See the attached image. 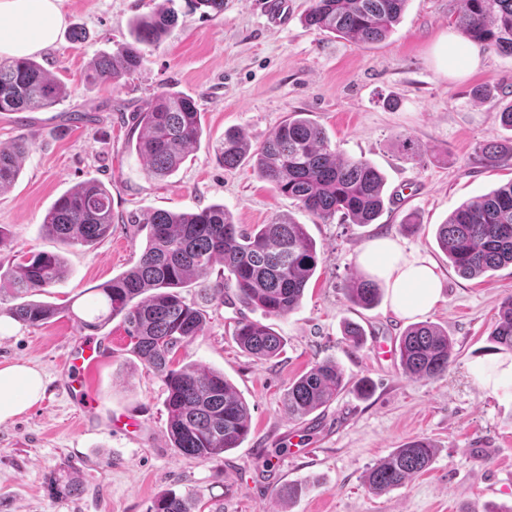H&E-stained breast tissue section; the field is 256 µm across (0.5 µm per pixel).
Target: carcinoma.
Instances as JSON below:
<instances>
[{
	"mask_svg": "<svg viewBox=\"0 0 512 512\" xmlns=\"http://www.w3.org/2000/svg\"><path fill=\"white\" fill-rule=\"evenodd\" d=\"M204 15L224 12V0H190ZM408 0H311L304 17L309 27L328 31L357 46L383 41L399 23ZM454 24L467 40L512 56V0H459ZM174 0H163L139 17L132 40L97 56L88 73L95 84L117 87L146 61L149 49L160 44L176 23ZM67 95L65 86L34 57L0 60V113L33 112L55 107ZM141 127L135 149L148 175L165 177L187 158L203 134L201 111L194 98L170 89L157 94L138 112ZM31 143L21 138L0 147V193L8 191L21 172ZM491 166L512 157V149L488 142L479 147ZM224 167L247 160L257 176L303 209L326 221L341 214L351 224H371L384 209V177L369 161L348 157L332 146L326 131L295 112L264 143L251 149L238 132L224 133L214 147ZM43 226L63 247L91 246L112 228V195L98 181H86L65 192L47 211ZM146 232V243L131 269L98 288L100 309L87 320L70 306L35 301L64 274L57 253L33 252L17 263H0V295L22 302L7 308L16 321L39 326L67 313L90 336L121 318L131 352L146 362L166 389L164 406L172 447L187 457L213 460L239 447L250 434L249 406L217 371L197 366L174 367L179 348L205 328L203 312L188 302L181 289L205 278L219 262L224 281L202 288L222 295L232 288L238 299L266 317L295 310L314 275L319 252L305 225L289 217L247 229L233 223L222 204L193 212L158 210L135 225ZM436 238L451 266L464 277H478L512 264V181L463 202L438 225ZM351 300L375 306L379 284L353 274L346 285ZM235 342L259 358L282 350L283 337L259 320L237 322ZM496 349L512 352V294L499 304L490 331ZM398 357L404 374L416 380L443 375L454 355L448 333L430 322L410 325L400 336ZM346 386L344 374L332 360L315 364L288 384L284 405L288 417L300 420L328 404ZM435 446L415 439L392 451L370 468L366 485L375 494L399 488L431 463ZM58 496H74L83 488L63 468L54 478ZM150 512H192L185 496L160 495Z\"/></svg>",
	"mask_w": 512,
	"mask_h": 512,
	"instance_id": "carcinoma-1",
	"label": "carcinoma"
}]
</instances>
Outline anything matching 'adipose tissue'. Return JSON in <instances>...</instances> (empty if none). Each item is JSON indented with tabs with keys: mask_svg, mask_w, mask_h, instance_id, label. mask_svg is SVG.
Returning <instances> with one entry per match:
<instances>
[{
	"mask_svg": "<svg viewBox=\"0 0 512 512\" xmlns=\"http://www.w3.org/2000/svg\"><path fill=\"white\" fill-rule=\"evenodd\" d=\"M0 58L32 56L50 48L64 24L58 0H0ZM437 54L446 72L476 68L482 62L479 46L451 34ZM363 271L387 289L392 308L403 317L430 312L442 298L436 266L420 253L406 250L396 240L371 242L358 257ZM44 395L43 376L25 364L0 368V424L12 421Z\"/></svg>",
	"mask_w": 512,
	"mask_h": 512,
	"instance_id": "ef3b65f1",
	"label": "adipose tissue"
}]
</instances>
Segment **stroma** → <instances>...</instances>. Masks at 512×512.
<instances>
[{
    "mask_svg": "<svg viewBox=\"0 0 512 512\" xmlns=\"http://www.w3.org/2000/svg\"><path fill=\"white\" fill-rule=\"evenodd\" d=\"M158 0H61L65 15L54 46L37 60L68 89L45 111L0 114V146L28 138L31 148L13 188L0 194V225L10 231L0 260L62 253L63 278L41 301L72 305L74 316L39 326L12 322L0 331V366L24 362L44 376L41 400L0 425V512H150L172 490L191 496L196 512H506L512 507V380L487 391L482 377L512 353L495 350L489 332L501 299L512 294V265L466 278L448 264L435 230L463 202L512 181V160L485 165L480 144L512 139L497 117L512 102V56L485 51L473 71L447 74L434 52L455 29L458 0H409L382 42L359 47L309 28L310 0H288V23L273 24L261 0H224L206 16L175 0L178 22L122 86L87 81L100 53L129 41L131 21ZM84 39L73 42V30ZM176 86L202 112L203 135L181 167L155 179L130 141L133 111ZM489 98L473 97L475 86ZM73 111L86 113L72 123ZM304 112L348 156L362 157L386 179L385 207L371 224L320 220L278 194L250 163L225 169L213 145L230 129L260 145L291 113ZM414 150L406 152L403 139ZM97 180L112 195V232L91 247L61 248L42 226L46 212L75 185ZM221 204L251 228L279 216L305 225L320 262L304 297L282 317H263L233 293L203 303L205 330L177 354L224 373L250 407L251 433L240 447L201 461L172 448L161 378L130 352L120 320L104 328L103 357L86 377L94 410L78 421L65 390L63 357L82 337L96 286L131 268L144 246L133 224L157 210L193 211ZM388 237L426 255L443 282L442 299L424 321L447 330L454 360L439 378L407 377L398 360L381 358L376 343H398L412 320L394 313L389 296L369 309L345 291L358 272V253ZM264 320L284 339L278 356L259 359L233 338L241 317ZM365 330L360 349L348 346L346 322ZM331 359L348 382L330 403L294 422L283 407L289 383ZM369 395L356 390L359 380ZM431 440L430 466L382 495L366 484L368 469L413 439ZM78 474L77 497L52 496L63 468ZM306 480V494L282 505L276 490Z\"/></svg>",
    "mask_w": 512,
    "mask_h": 512,
    "instance_id": "stroma-1",
    "label": "stroma"
}]
</instances>
